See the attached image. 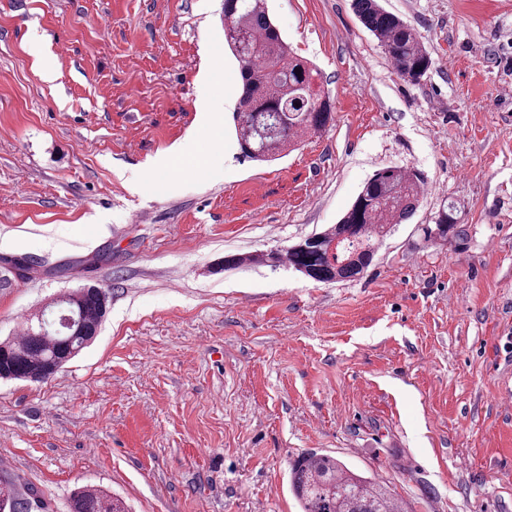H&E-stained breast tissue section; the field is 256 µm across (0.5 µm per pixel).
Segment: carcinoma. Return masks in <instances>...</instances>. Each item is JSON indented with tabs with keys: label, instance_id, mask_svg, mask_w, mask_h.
<instances>
[{
	"label": "carcinoma",
	"instance_id": "cac0c4a2",
	"mask_svg": "<svg viewBox=\"0 0 512 512\" xmlns=\"http://www.w3.org/2000/svg\"><path fill=\"white\" fill-rule=\"evenodd\" d=\"M363 25L383 46L396 72L418 81L434 61L414 29L383 9L378 0H353ZM224 40L239 65L241 93L234 128L242 158L270 161L317 134L333 120L320 73L290 48L273 24L265 0H224ZM301 73H295V70ZM425 183L418 171L385 167L362 186L338 224L265 261L288 264L318 282L356 279L370 266L378 245L416 210ZM457 223L453 207L438 213L434 237L446 238ZM336 254H331V246ZM73 324L42 333L40 325L0 343V379L40 381L76 357L97 336L107 295L81 288L62 300ZM289 483L301 512H405L389 489L327 455L311 454L292 465ZM13 512H30L31 502L15 485L0 482V502ZM70 512H125L105 490L84 486L73 493Z\"/></svg>",
	"mask_w": 512,
	"mask_h": 512
}]
</instances>
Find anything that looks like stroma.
Listing matches in <instances>:
<instances>
[{
	"instance_id": "stroma-1",
	"label": "stroma",
	"mask_w": 512,
	"mask_h": 512,
	"mask_svg": "<svg viewBox=\"0 0 512 512\" xmlns=\"http://www.w3.org/2000/svg\"><path fill=\"white\" fill-rule=\"evenodd\" d=\"M266 3L333 122L255 163L224 0H0V341L73 289L109 298L64 368L0 381V481L37 512L86 485L128 512H299L290 467L317 453L406 512H512V0H382L434 60L416 82L352 0ZM175 147L212 159L153 170ZM389 166L426 189L361 278L263 262Z\"/></svg>"
}]
</instances>
